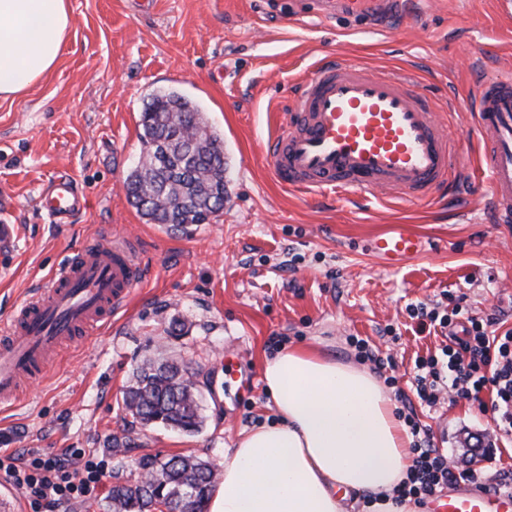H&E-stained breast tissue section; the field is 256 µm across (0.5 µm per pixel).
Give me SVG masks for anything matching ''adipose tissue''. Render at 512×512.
<instances>
[{
	"label": "adipose tissue",
	"instance_id": "obj_1",
	"mask_svg": "<svg viewBox=\"0 0 512 512\" xmlns=\"http://www.w3.org/2000/svg\"><path fill=\"white\" fill-rule=\"evenodd\" d=\"M70 27L69 0H0V98L55 66ZM262 380L277 419L225 455L208 512H345L341 495L353 490L370 493L366 512H412L395 499L409 438L372 373L289 348L266 361Z\"/></svg>",
	"mask_w": 512,
	"mask_h": 512
}]
</instances>
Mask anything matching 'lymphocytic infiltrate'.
Segmentation results:
<instances>
[{
    "label": "lymphocytic infiltrate",
    "mask_w": 512,
    "mask_h": 512,
    "mask_svg": "<svg viewBox=\"0 0 512 512\" xmlns=\"http://www.w3.org/2000/svg\"><path fill=\"white\" fill-rule=\"evenodd\" d=\"M406 311L419 326L453 334L451 343L415 360L411 390L419 403L432 408L444 397L476 403L480 412L490 413L496 439L512 440V328L500 330L501 320L493 315H472L464 296L448 292L439 303H411ZM486 390L492 395L487 404L481 398ZM404 420L411 434L412 463L396 490L398 500L422 506L461 481L484 491L512 492L511 477H494L481 467L451 465L414 415H405ZM5 473L31 503L51 512L90 497L104 477L97 464L75 448L54 455L30 451L8 464Z\"/></svg>",
    "instance_id": "lymphocytic-infiltrate-1"
}]
</instances>
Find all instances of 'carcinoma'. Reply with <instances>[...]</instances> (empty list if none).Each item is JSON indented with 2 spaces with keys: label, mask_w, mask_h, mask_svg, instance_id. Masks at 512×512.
Wrapping results in <instances>:
<instances>
[{
  "label": "carcinoma",
  "mask_w": 512,
  "mask_h": 512,
  "mask_svg": "<svg viewBox=\"0 0 512 512\" xmlns=\"http://www.w3.org/2000/svg\"><path fill=\"white\" fill-rule=\"evenodd\" d=\"M139 165L124 180L126 195L145 217L171 231L210 223L227 198L224 146L203 114L183 96L152 98L141 112ZM201 370L175 360L144 361L123 396L133 422L162 425L186 433L200 429L198 387ZM140 481L115 484L114 512H207L218 483L216 467L192 456L159 462L150 455L138 460Z\"/></svg>",
  "instance_id": "obj_1"
}]
</instances>
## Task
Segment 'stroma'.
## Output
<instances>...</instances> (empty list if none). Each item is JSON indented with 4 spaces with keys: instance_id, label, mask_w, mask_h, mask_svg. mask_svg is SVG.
<instances>
[{
    "instance_id": "stroma-1",
    "label": "stroma",
    "mask_w": 512,
    "mask_h": 512,
    "mask_svg": "<svg viewBox=\"0 0 512 512\" xmlns=\"http://www.w3.org/2000/svg\"><path fill=\"white\" fill-rule=\"evenodd\" d=\"M72 26L57 64L16 99L0 100V320L40 288L88 238L136 239L146 277L105 330L69 347L21 403L0 411V448H79L106 476L68 512H112L115 484L137 461L195 455L216 466L244 430L276 418L261 379L267 359L311 345L356 363L347 339L392 357L411 387L416 356L446 338L418 331L406 306L465 295L476 316L512 328V226L494 223L488 174L469 120L453 116L464 176L414 207L368 192L310 198L281 187L265 152L292 88L317 62L343 55L369 71L408 72L438 105L473 97L480 81L512 72V0H408L376 16L318 14L313 0H69ZM178 92L224 140L228 197L211 223L172 232L146 223L123 180L141 152L140 116L152 97ZM87 194L68 224L41 207L58 176ZM409 224L425 250L384 267L371 239ZM397 329L387 335L386 327ZM252 371L251 387L225 357ZM178 359L209 375L200 387L201 431L132 425L122 401L144 360ZM434 443L461 466L512 472V443L460 400L418 409ZM127 435L115 449L112 436Z\"/></svg>"
}]
</instances>
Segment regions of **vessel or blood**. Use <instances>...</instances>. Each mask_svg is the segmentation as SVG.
<instances>
[{"mask_svg": "<svg viewBox=\"0 0 512 512\" xmlns=\"http://www.w3.org/2000/svg\"><path fill=\"white\" fill-rule=\"evenodd\" d=\"M483 147L488 192L498 220L512 223V76L485 77L473 100L461 101ZM284 187L318 192L379 191L420 203L459 183L462 167L448 136L447 115L436 112L417 80L369 72L344 57L319 63L277 116L267 148ZM84 193L58 177L43 198L57 222L84 208ZM422 237L394 224L371 242L374 255L397 267L417 258ZM145 278L131 238L103 234L58 266L43 286L0 323V405L17 400L43 378L79 335L108 321ZM427 512H512V493H439Z\"/></svg>", "mask_w": 512, "mask_h": 512, "instance_id": "1", "label": "vessel or blood"}]
</instances>
